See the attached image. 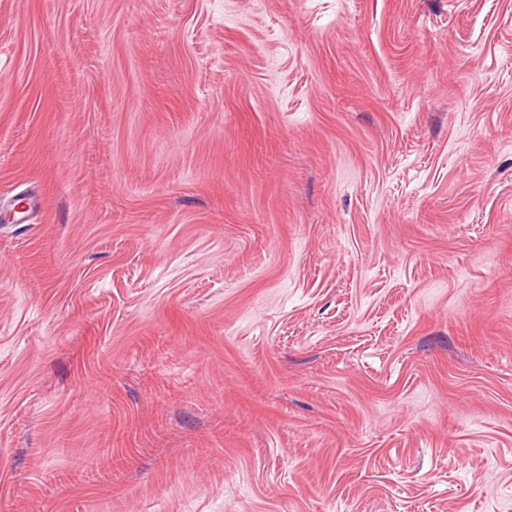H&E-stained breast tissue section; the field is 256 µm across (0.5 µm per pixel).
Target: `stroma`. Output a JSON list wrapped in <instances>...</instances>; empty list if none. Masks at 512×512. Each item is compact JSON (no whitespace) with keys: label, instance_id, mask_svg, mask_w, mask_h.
Listing matches in <instances>:
<instances>
[{"label":"stroma","instance_id":"1","mask_svg":"<svg viewBox=\"0 0 512 512\" xmlns=\"http://www.w3.org/2000/svg\"><path fill=\"white\" fill-rule=\"evenodd\" d=\"M0 512H512V0H0Z\"/></svg>","mask_w":512,"mask_h":512}]
</instances>
